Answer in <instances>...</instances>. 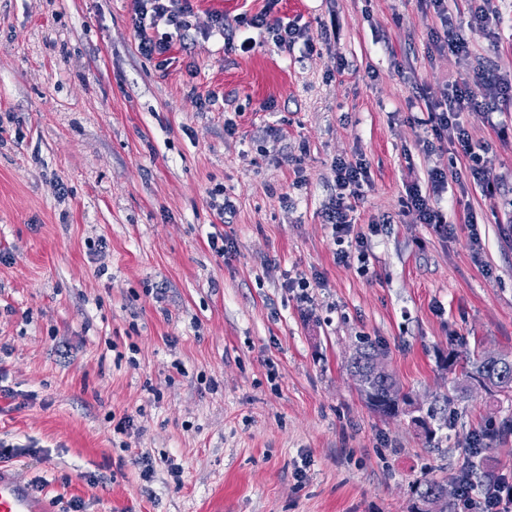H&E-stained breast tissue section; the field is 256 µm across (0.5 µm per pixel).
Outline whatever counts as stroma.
I'll use <instances>...</instances> for the list:
<instances>
[{
  "instance_id": "1",
  "label": "stroma",
  "mask_w": 512,
  "mask_h": 512,
  "mask_svg": "<svg viewBox=\"0 0 512 512\" xmlns=\"http://www.w3.org/2000/svg\"><path fill=\"white\" fill-rule=\"evenodd\" d=\"M264 5L193 0L162 63L130 0H0V449L23 447L6 465L53 512H410L417 483L467 474L478 434L512 477V400L447 405L444 364L512 352V0H448L466 57L435 50L428 0H280L310 48L253 29L243 54L210 28ZM487 68L507 100L460 121L490 146L492 198L424 105ZM360 155L354 230L392 221L340 265L331 164ZM434 168L444 236L403 207ZM365 340L431 434L366 406L347 370Z\"/></svg>"
}]
</instances>
